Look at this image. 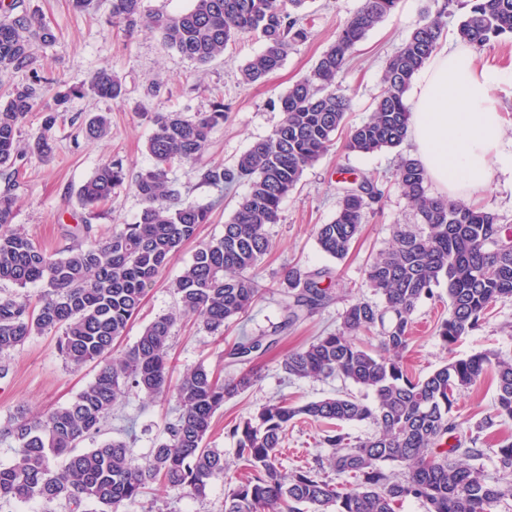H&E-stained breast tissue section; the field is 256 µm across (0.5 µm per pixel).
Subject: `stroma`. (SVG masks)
Masks as SVG:
<instances>
[{
  "label": "stroma",
  "instance_id": "obj_1",
  "mask_svg": "<svg viewBox=\"0 0 512 512\" xmlns=\"http://www.w3.org/2000/svg\"><path fill=\"white\" fill-rule=\"evenodd\" d=\"M25 2L39 9L55 32V42L37 48L36 56L59 79V91L69 93L66 107L70 119L56 130L53 160L45 163L36 156L27 157L19 186L9 187L0 176V193L13 190L17 199L14 225L23 227L37 245L52 252L67 243L70 231L82 220H90L97 236L134 222L142 203L132 187L123 188L112 205L93 218L80 205L76 191L103 161L119 158L135 170L150 166L145 141L151 132L149 118L153 113L204 112L210 110L216 96H223L227 107L224 122L211 134L201 158L205 165L231 164L255 141L269 136L282 118L276 106L279 97L310 73L362 0H308V39L293 46L283 65L255 86L241 84L240 69L263 52L265 44L259 36H243L229 44L222 56L201 67L166 46L158 33L144 25H137L129 34L112 29L107 21L112 0H93L82 10L74 8L71 0ZM429 6V0H400L397 9L358 45L347 72L338 78L352 100L349 124L361 123L370 116L381 93L386 59L417 27ZM104 67L121 77L122 97L110 100L89 91L91 75ZM156 83L161 89L155 93L151 87ZM94 112L109 113L111 136H86L81 120ZM344 142V136H337L331 150L304 171L297 187L282 202L278 222L267 225L275 248L258 271L259 280L268 286L262 298L247 315L226 325L220 339L195 317H183L171 338L176 369L182 372L202 364L223 368L228 376L237 374L239 364L230 362L224 351L241 334L258 335L281 324L284 312L277 283L284 266L293 264L305 270L339 267L341 277L333 288L335 300L285 329L278 346L255 359L258 382L226 400L216 413L208 444L223 449L225 460L231 464L227 478L216 479L202 499L153 485L140 500L122 506L120 512H224L225 493L245 474L235 461V444L226 430L270 401L285 397L303 403L345 391L372 402V394L352 383L335 377L290 379L282 369L288 351L338 329L343 296L376 301V294L364 279L363 266L369 257L391 245L398 227L416 221L413 207L391 182L400 156L413 152L411 141H404L397 149L367 154L347 152ZM367 171L388 177L389 184L379 209L367 215L350 255L339 263L320 250L313 227L334 219L342 197V180ZM169 178L183 197L212 206L210 223L200 229L203 242L223 234L225 221L248 190L241 184L218 194L200 183L196 173L186 166L173 167ZM194 250V245H186L148 288L143 306L129 323L118 350L133 345L155 317L175 309L176 297L169 284L190 261ZM447 315V301L424 300L417 305L412 314V339L403 359L413 374L426 376L448 359L465 358L487 349L512 357V299L497 302L479 330L450 348L442 346L435 334L437 322ZM57 340L54 333L36 334L11 354L8 374L0 378V425L20 408L41 412L67 402L93 379L96 365L74 369L59 355ZM493 398L494 388L487 381L458 396L456 414L464 431L474 430L491 411ZM172 415L171 402L149 401L130 393L115 405L105 435L120 439L124 427H132V451L136 457H144ZM322 435L321 426L312 422L289 426L282 448L284 467H303L315 457L328 456Z\"/></svg>",
  "mask_w": 512,
  "mask_h": 512
}]
</instances>
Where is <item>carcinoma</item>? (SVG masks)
I'll return each mask as SVG.
<instances>
[{
  "instance_id": "obj_1",
  "label": "carcinoma",
  "mask_w": 512,
  "mask_h": 512,
  "mask_svg": "<svg viewBox=\"0 0 512 512\" xmlns=\"http://www.w3.org/2000/svg\"><path fill=\"white\" fill-rule=\"evenodd\" d=\"M191 2L188 11L170 14L146 10L144 0H112V25L131 30L142 22L199 65L223 55L240 36L258 33L265 49L240 69L241 82L247 85L278 69L289 49L309 35L299 13L306 0ZM434 2L435 11H427L387 59L382 92L371 116L350 129L347 151L397 148L407 138L406 93L440 45L449 7L462 11L457 37L474 51L512 40V0ZM398 3L363 0L311 74L280 97L282 120L273 133L254 142L230 166H197L211 133L224 122V99H216L208 112L151 115L146 151L152 164L132 180L142 208L134 223L105 238L87 241L91 225L84 224L71 234L68 245L51 253L13 226L16 198L9 191L0 194V283L18 288L0 295V358L35 333L59 330L58 352L67 363L76 368L101 363L72 402L36 415L22 409L0 426V440L14 442L12 461L0 465V500H65L76 509L93 505L95 512H119L152 484L199 498L206 496L213 480L224 477V451L207 444L213 418L225 400L250 389L257 374L247 370L224 378L199 365L171 382L172 330L180 316L192 315L222 335L227 323L262 297L256 270L273 247L265 226L277 223L284 198L304 170L330 150L345 128L351 99L336 79L358 43ZM54 41L39 11L24 0H0V83L18 72L28 74V82L13 86L0 103V168L14 176L26 159L18 143L27 116L41 114V133L30 153L45 162L54 155L56 128L67 119V95L44 101L57 79L35 66L33 46ZM89 86L109 99L123 90L121 78L108 69L95 72ZM84 130L90 138L108 135V116L92 114ZM176 164L196 167L200 181L220 193L241 182L249 190L224 224V234L202 243L171 282L178 311L156 317L131 347L114 357V345L139 312L147 287L210 221V208L181 197L173 187L169 172ZM126 180L123 160L102 162L77 190L81 206L92 212L106 205ZM427 182L415 159L400 157L395 183L415 208L423 230L398 232L391 246L367 263L366 281L382 304L351 299L341 330L289 352L283 362L290 378L336 376L372 392L375 401L366 403L346 393L297 405L282 397L233 424L227 434L248 476L225 493L224 512H395L407 500L420 503L424 512H495L497 503L512 497V440L501 441L495 449L507 481L492 483L478 464L485 455L479 437L462 442V423L455 414L456 397L489 376L496 395L477 431L512 420V358L486 350L451 359L423 378L402 360L411 314L422 300L441 299L438 288L444 286L448 293V316L435 330L446 347L478 329L497 301L512 298V225L499 223V216L483 206L429 196ZM383 196L373 174L360 173L346 182L336 217L316 225L320 250L344 260L366 213ZM339 280L340 272L327 266L310 271L286 267L280 279L285 289L282 327L331 303V286ZM34 283L45 290L33 300L23 289ZM370 336L378 339V346L365 341ZM273 343L264 336H241L229 355L245 362ZM129 391L175 402V416L151 452L135 459L115 439L80 447L104 430L116 401ZM302 418L323 426V444L332 449L328 465L336 476L353 479L350 490L340 491L322 477L318 458L313 466L291 471L282 465L280 448L288 425ZM350 422H366L372 433L351 441L339 431Z\"/></svg>"
}]
</instances>
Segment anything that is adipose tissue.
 Segmentation results:
<instances>
[{"mask_svg":"<svg viewBox=\"0 0 512 512\" xmlns=\"http://www.w3.org/2000/svg\"><path fill=\"white\" fill-rule=\"evenodd\" d=\"M506 78L461 43L437 49L415 75L409 136L418 162L448 198H471L495 172H512L495 97Z\"/></svg>","mask_w":512,"mask_h":512,"instance_id":"ef3b65f1","label":"adipose tissue"}]
</instances>
